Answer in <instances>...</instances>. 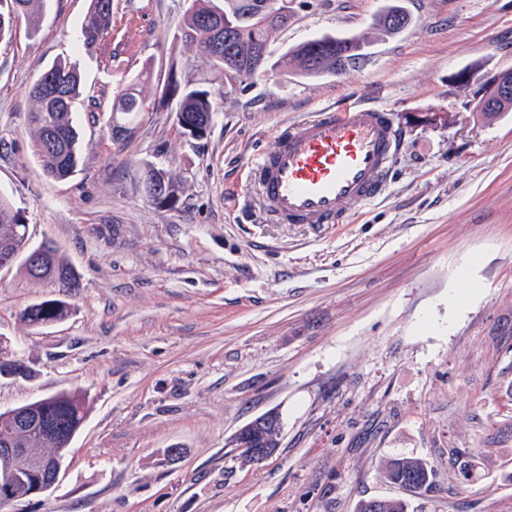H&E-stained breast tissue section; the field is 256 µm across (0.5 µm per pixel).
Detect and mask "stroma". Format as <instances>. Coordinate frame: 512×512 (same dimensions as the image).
<instances>
[{
    "label": "stroma",
    "instance_id": "stroma-1",
    "mask_svg": "<svg viewBox=\"0 0 512 512\" xmlns=\"http://www.w3.org/2000/svg\"><path fill=\"white\" fill-rule=\"evenodd\" d=\"M88 4L51 0L37 36L20 20L0 43V193L80 280L72 316L35 329L21 314L54 288L0 270V348L30 371L0 378V411L61 391L88 401L60 483L0 512H356L403 497L380 474L400 455L434 465V512H512V111L475 102L512 69V0H399L409 22L392 35L377 25L390 0H296L272 57L329 35L364 40L365 58L234 85L181 40L189 0H112L111 30L86 51ZM59 57L84 82L83 166L61 182L28 129L30 87ZM171 71L205 80L207 136L182 137L159 102L113 138L116 93L138 81L154 96ZM359 104L402 133L385 194L342 224L273 222L253 161ZM149 164L185 179L176 208L144 200ZM270 411L277 453L239 467L233 435ZM454 449L480 479L453 471Z\"/></svg>",
    "mask_w": 512,
    "mask_h": 512
}]
</instances>
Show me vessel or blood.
<instances>
[{
  "mask_svg": "<svg viewBox=\"0 0 512 512\" xmlns=\"http://www.w3.org/2000/svg\"><path fill=\"white\" fill-rule=\"evenodd\" d=\"M402 138L387 112L326 111L282 133L252 169L268 214L281 224H341L354 201L380 198Z\"/></svg>",
  "mask_w": 512,
  "mask_h": 512,
  "instance_id": "b4317fda",
  "label": "vessel or blood"
}]
</instances>
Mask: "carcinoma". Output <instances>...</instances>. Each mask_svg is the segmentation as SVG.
<instances>
[{"mask_svg":"<svg viewBox=\"0 0 512 512\" xmlns=\"http://www.w3.org/2000/svg\"><path fill=\"white\" fill-rule=\"evenodd\" d=\"M50 0H0V41L12 38L16 21L24 19L28 32L35 36L49 10ZM236 28L231 30L230 60L234 68L248 71L268 51L269 36L278 25L260 24L239 14ZM224 27V14L216 0H191L180 28V37L194 42L202 48L207 65L215 69L222 61L212 57L215 46L206 32ZM112 28V0H90L81 24L82 45L88 49L96 46ZM363 42L357 38H338L336 47L318 58L309 57V50L299 44L282 54L275 62L265 58L271 67L286 69L295 63L307 75L318 76L345 68L351 61L362 56ZM82 94V78L76 63L59 58L44 68L30 89L32 109L28 115V126L34 158L44 173L57 181L71 178L82 163L80 132L73 114ZM160 101L171 106L175 112L176 126L181 135L190 139H201L211 126L215 105L204 81L182 82L177 75H169L163 85ZM146 98L137 85L127 86L112 104L110 128L117 127L129 132L135 119L144 111ZM145 198L158 208L174 209L185 190V180L174 175L163 166L148 165L142 177ZM27 220L24 213L15 208L11 200L0 195V246L11 243L21 253L17 256L19 268L26 271L28 253L36 248L47 253L49 270L69 287H79L73 267L59 253L53 243L42 241L32 247L26 235ZM72 315L66 298L53 296L31 305L23 311L21 319L29 326L43 328L61 323ZM34 413L41 421L48 419L62 427L66 433L81 428L87 415L86 396L78 391L57 393L38 405ZM282 429H265L256 432V439L264 448L280 446ZM26 448H38L47 452L61 447V435H51L38 424L29 427L23 435ZM458 472L466 479L477 477L474 461L466 453L454 451ZM382 474L391 484L425 499L435 489L434 466L422 457L402 456L388 459L381 467ZM357 512H409V504L403 498L390 500H362Z\"/></svg>","mask_w":512,"mask_h":512,"instance_id":"carcinoma-1","label":"carcinoma"}]
</instances>
